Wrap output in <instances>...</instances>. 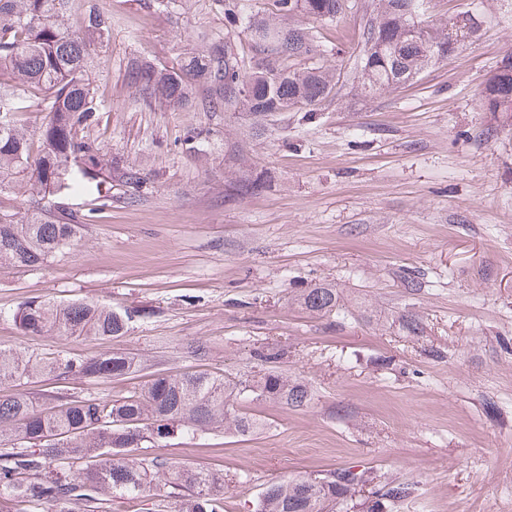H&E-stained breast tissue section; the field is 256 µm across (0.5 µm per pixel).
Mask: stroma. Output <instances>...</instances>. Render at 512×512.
<instances>
[{"label": "stroma", "mask_w": 512, "mask_h": 512, "mask_svg": "<svg viewBox=\"0 0 512 512\" xmlns=\"http://www.w3.org/2000/svg\"><path fill=\"white\" fill-rule=\"evenodd\" d=\"M224 3L98 0L112 36L95 54L101 110L88 134L146 183L137 196L113 184L100 209L95 192L67 197L96 212L78 244L35 270L0 267V347L82 359L119 349L141 366L125 379L29 380L37 396L116 399L193 370L303 381L301 409L235 398L260 421L253 433L143 443V456L223 472L224 512H254L270 484L343 467L414 484L391 512H512V114L481 96L512 53V0H427L426 25L463 18L467 38L369 96L348 75L378 0H349L332 21L294 17L314 63L343 76L312 112L161 108L127 83L129 54L171 68L200 31L250 55ZM255 178V194L227 189ZM315 287L335 289L334 314L301 304ZM46 298L140 317L116 340L22 335L13 312ZM261 349L281 356L262 365Z\"/></svg>", "instance_id": "stroma-1"}]
</instances>
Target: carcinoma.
Listing matches in <instances>:
<instances>
[{"instance_id": "cac0c4a2", "label": "carcinoma", "mask_w": 512, "mask_h": 512, "mask_svg": "<svg viewBox=\"0 0 512 512\" xmlns=\"http://www.w3.org/2000/svg\"><path fill=\"white\" fill-rule=\"evenodd\" d=\"M272 17L252 19L253 55L238 58L228 44L207 39L173 70L132 55L125 66L130 86L149 92L169 107L186 106L202 89L209 112H247L266 118L286 112L298 100L318 104L336 87L332 72L317 66L295 69L292 58L315 52L308 31L287 25L302 14L333 20L347 0H275ZM421 0H381L369 16L355 63L356 90L364 95L397 88L442 58L448 26L410 34L412 14ZM243 0L228 5L225 19L237 25L247 14ZM77 21V27L68 25ZM112 33V15L96 0H0V196L15 195L33 204L24 220L0 204V266L36 269L50 257L75 246L94 210L78 216L57 201L80 194L92 181H116L140 192L145 176L103 152L87 134L100 111L89 78L96 49ZM46 93V121L40 149L31 150V134L14 115L24 109L26 93ZM512 112V82L486 85ZM304 306L324 315L336 310L333 288H312ZM134 314L89 301L33 300L13 314L24 334L99 336L117 339L129 330ZM138 372L135 358L121 350L92 359L58 356L42 362L0 348V512H109L112 499H136L153 493L159 508L171 490L185 488L177 512H223L224 473L138 457L141 442L180 432L233 430L246 435L260 428L243 412H230L233 394L274 399L300 408L310 401L307 385L278 372H265L243 384L204 371L153 375L128 395L102 399L57 392L38 401L22 381L39 375L112 380ZM366 482L364 474L338 468L321 477L293 476L266 488L255 512H345L344 502ZM412 492L404 483L374 491L366 512H381Z\"/></svg>"}]
</instances>
